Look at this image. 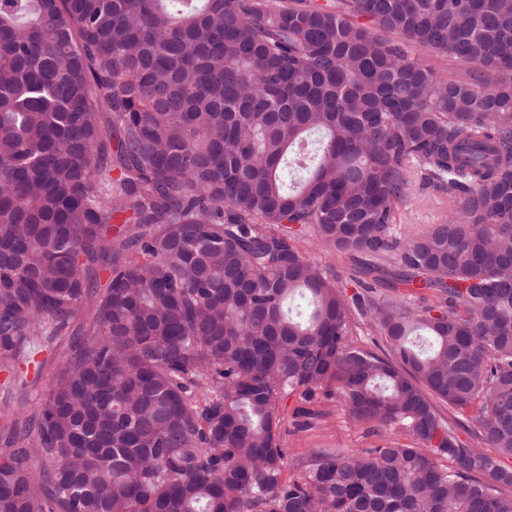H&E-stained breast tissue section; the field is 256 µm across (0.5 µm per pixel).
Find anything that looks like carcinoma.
Returning <instances> with one entry per match:
<instances>
[{
	"mask_svg": "<svg viewBox=\"0 0 512 512\" xmlns=\"http://www.w3.org/2000/svg\"><path fill=\"white\" fill-rule=\"evenodd\" d=\"M417 170L457 209L402 244ZM308 230L435 300L347 296ZM66 338L0 512H512L433 402L512 458V0H0V414ZM331 381L412 443L285 482L282 403ZM352 341L353 344L363 350H369L382 354L388 352V349L383 342L381 336L372 335L369 331L368 324L365 320L360 318L358 315L352 323Z\"/></svg>",
	"mask_w": 512,
	"mask_h": 512,
	"instance_id": "1",
	"label": "carcinoma"
}]
</instances>
